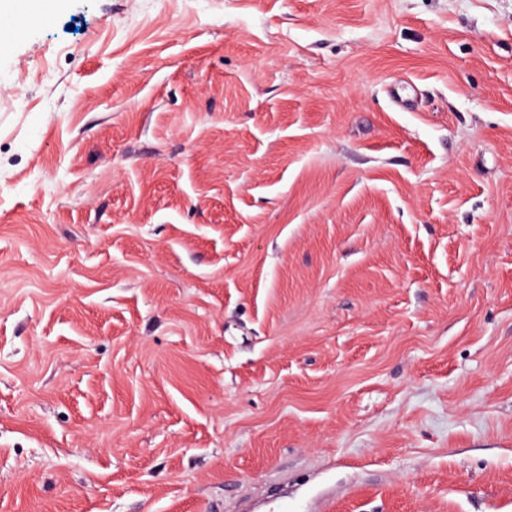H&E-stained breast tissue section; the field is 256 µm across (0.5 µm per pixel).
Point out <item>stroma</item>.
<instances>
[{
	"label": "stroma",
	"instance_id": "obj_1",
	"mask_svg": "<svg viewBox=\"0 0 512 512\" xmlns=\"http://www.w3.org/2000/svg\"><path fill=\"white\" fill-rule=\"evenodd\" d=\"M4 22L0 512H512V0Z\"/></svg>",
	"mask_w": 512,
	"mask_h": 512
}]
</instances>
